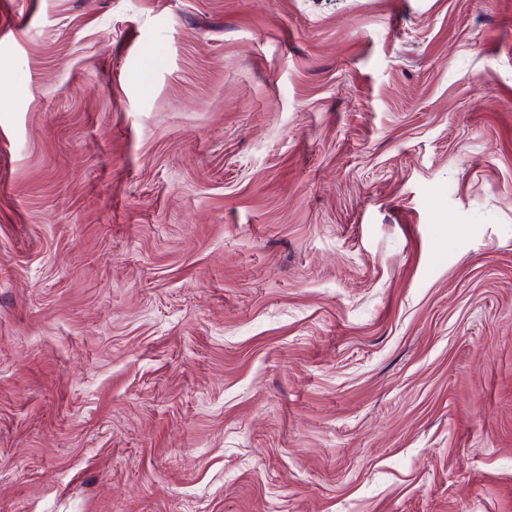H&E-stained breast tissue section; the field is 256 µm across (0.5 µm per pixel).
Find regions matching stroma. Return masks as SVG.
Instances as JSON below:
<instances>
[{
    "label": "stroma",
    "mask_w": 512,
    "mask_h": 512,
    "mask_svg": "<svg viewBox=\"0 0 512 512\" xmlns=\"http://www.w3.org/2000/svg\"><path fill=\"white\" fill-rule=\"evenodd\" d=\"M0 512H512V0H0Z\"/></svg>",
    "instance_id": "obj_1"
}]
</instances>
